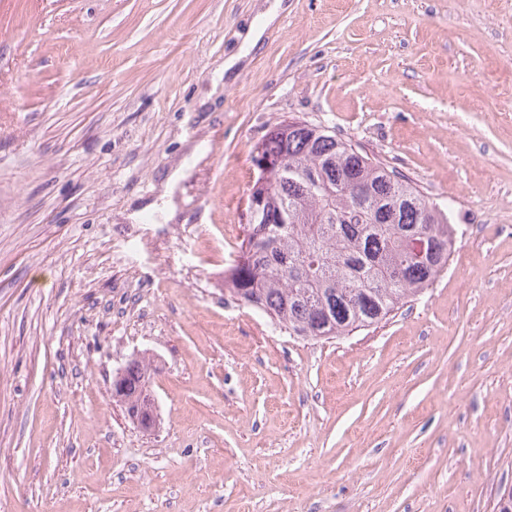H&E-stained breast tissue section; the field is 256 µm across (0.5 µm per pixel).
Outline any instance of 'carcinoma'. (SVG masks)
<instances>
[{
    "mask_svg": "<svg viewBox=\"0 0 512 512\" xmlns=\"http://www.w3.org/2000/svg\"><path fill=\"white\" fill-rule=\"evenodd\" d=\"M253 154L273 169L253 182L258 211L224 286L288 334L330 338L377 325L448 266L447 210L350 143L290 121ZM418 240L422 260L413 257Z\"/></svg>",
    "mask_w": 512,
    "mask_h": 512,
    "instance_id": "1",
    "label": "carcinoma"
}]
</instances>
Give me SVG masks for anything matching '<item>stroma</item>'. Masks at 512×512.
Listing matches in <instances>:
<instances>
[{
	"mask_svg": "<svg viewBox=\"0 0 512 512\" xmlns=\"http://www.w3.org/2000/svg\"><path fill=\"white\" fill-rule=\"evenodd\" d=\"M0 0V512H493L512 483V0ZM301 120L448 206L389 320L232 299L252 150ZM191 177L145 224L166 173ZM158 366L134 426L111 383ZM284 4V0H274L270 7L263 9L259 13V23H252L242 36L241 51L237 55L230 56L224 60L225 73L239 68L242 60L258 45L266 28L274 23L280 11L288 7V2L286 5Z\"/></svg>",
	"mask_w": 512,
	"mask_h": 512,
	"instance_id": "stroma-1",
	"label": "stroma"
}]
</instances>
